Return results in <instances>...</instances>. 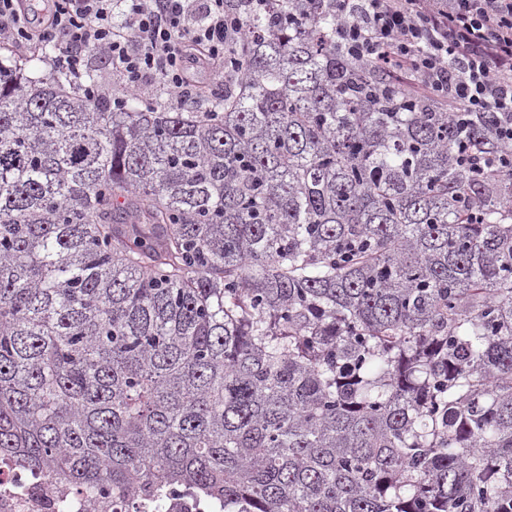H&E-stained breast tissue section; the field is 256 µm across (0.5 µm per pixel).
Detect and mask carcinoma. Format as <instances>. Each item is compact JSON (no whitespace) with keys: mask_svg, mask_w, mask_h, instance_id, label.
<instances>
[{"mask_svg":"<svg viewBox=\"0 0 512 512\" xmlns=\"http://www.w3.org/2000/svg\"><path fill=\"white\" fill-rule=\"evenodd\" d=\"M224 10L208 112L0 62V457L224 512H512L496 116L350 55L330 0Z\"/></svg>","mask_w":512,"mask_h":512,"instance_id":"cac0c4a2","label":"carcinoma"}]
</instances>
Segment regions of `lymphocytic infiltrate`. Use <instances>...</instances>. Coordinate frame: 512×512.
I'll list each match as a JSON object with an SVG mask.
<instances>
[{"instance_id": "f902f5d3", "label": "lymphocytic infiltrate", "mask_w": 512, "mask_h": 512, "mask_svg": "<svg viewBox=\"0 0 512 512\" xmlns=\"http://www.w3.org/2000/svg\"><path fill=\"white\" fill-rule=\"evenodd\" d=\"M0 0V39L38 50L61 44L53 66L81 82L93 55L111 58V86H85L90 102L125 107L130 92L162 87L182 109L200 95L194 66L224 72V0H132L124 24L114 0ZM350 50L411 70L424 87L447 85L448 62L465 68L445 97L470 112H495L496 136L512 144V0H336Z\"/></svg>"}]
</instances>
